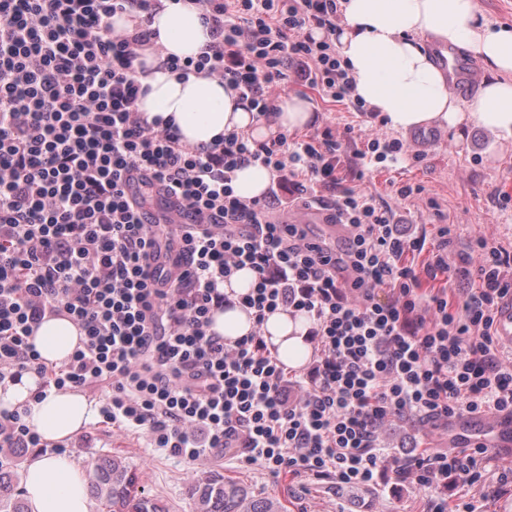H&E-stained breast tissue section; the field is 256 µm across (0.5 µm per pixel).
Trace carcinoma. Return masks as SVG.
Wrapping results in <instances>:
<instances>
[{
  "label": "carcinoma",
  "instance_id": "carcinoma-1",
  "mask_svg": "<svg viewBox=\"0 0 512 512\" xmlns=\"http://www.w3.org/2000/svg\"><path fill=\"white\" fill-rule=\"evenodd\" d=\"M90 489L108 512H163L154 499L137 489L134 474L115 459L96 465ZM0 512H28L17 468L8 459L0 460ZM195 512H278V506L249 497L232 482L210 479L197 490Z\"/></svg>",
  "mask_w": 512,
  "mask_h": 512
}]
</instances>
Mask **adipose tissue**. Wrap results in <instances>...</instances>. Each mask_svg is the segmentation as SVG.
<instances>
[{"mask_svg": "<svg viewBox=\"0 0 512 512\" xmlns=\"http://www.w3.org/2000/svg\"><path fill=\"white\" fill-rule=\"evenodd\" d=\"M164 5L152 23L159 31L158 46L164 54L182 59L198 56L209 41L200 7L191 0H165ZM342 9L338 47L353 79V94L379 112L389 127L407 131L428 125L478 126L496 138L512 140V29L495 28L480 19L475 0H344ZM421 35L466 47L485 62L490 76L471 102H460L449 89L441 70L418 43ZM145 59L153 71L142 80L148 92L138 109L149 120L174 117L187 143H208L232 130L245 131L262 142L274 128L301 129L314 119L310 104L291 93L278 100L277 125L269 127L218 80L193 74L182 81L158 69L153 54ZM309 327L306 316L285 311L268 315L259 328L238 307L213 315L214 330L230 339L260 329L268 349L293 369L302 368L309 356ZM79 337L77 325L59 316L43 321L34 344L44 362L58 364L71 356ZM22 405L29 408V425L55 443L70 440L95 414L83 394L42 390L33 373L0 383V410ZM88 481L68 456L34 460L24 479L29 512H91Z\"/></svg>", "mask_w": 512, "mask_h": 512, "instance_id": "1", "label": "adipose tissue"}]
</instances>
